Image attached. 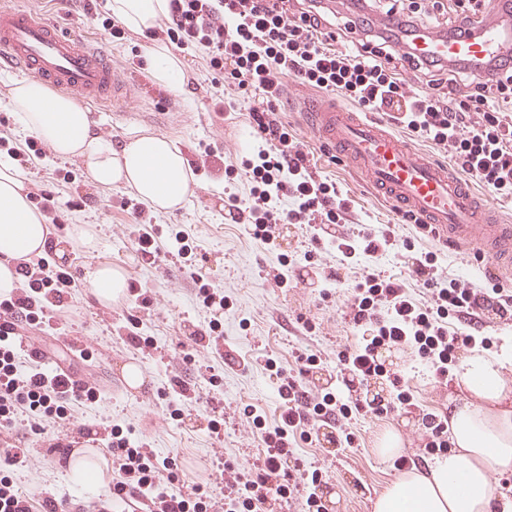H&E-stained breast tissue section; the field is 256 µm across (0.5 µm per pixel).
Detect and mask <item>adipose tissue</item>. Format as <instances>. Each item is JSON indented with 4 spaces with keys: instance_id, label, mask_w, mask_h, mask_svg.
<instances>
[{
    "instance_id": "obj_1",
    "label": "adipose tissue",
    "mask_w": 512,
    "mask_h": 512,
    "mask_svg": "<svg viewBox=\"0 0 512 512\" xmlns=\"http://www.w3.org/2000/svg\"><path fill=\"white\" fill-rule=\"evenodd\" d=\"M112 14L139 33L167 14L166 0H110ZM152 78L173 92L184 89V64L166 45L148 53ZM19 126L41 138L60 158H80L101 188L124 184L152 210L169 212L192 192L193 176L167 138L141 135L117 144L96 134L87 112L71 99L52 94L42 83L23 80L12 91ZM26 176L0 158V294L17 286L11 261L43 251L47 229L30 203ZM85 279L99 303L118 300L126 288L122 270L108 264L88 267ZM512 361V340L497 354L472 352L462 365L463 399L448 405L452 449L424 469L402 473L378 496L374 512H512V499L496 493L491 473L512 472V394L501 370Z\"/></svg>"
}]
</instances>
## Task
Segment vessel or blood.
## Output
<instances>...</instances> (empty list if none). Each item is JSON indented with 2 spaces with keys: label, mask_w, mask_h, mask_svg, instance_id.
Here are the masks:
<instances>
[{
  "label": "vessel or blood",
  "mask_w": 512,
  "mask_h": 512,
  "mask_svg": "<svg viewBox=\"0 0 512 512\" xmlns=\"http://www.w3.org/2000/svg\"><path fill=\"white\" fill-rule=\"evenodd\" d=\"M408 39L416 55L466 61L484 74L512 50V0H491L483 22L467 36L414 30ZM0 68L23 70L86 104L117 103L130 86L104 46L59 34L44 19L1 5ZM288 101L308 106L307 134L349 164L363 184L421 218L448 245L467 247L499 287L512 289V226L501 223L491 202L476 197L448 163L421 153L367 114L346 111L335 99L292 92Z\"/></svg>",
  "instance_id": "vessel-or-blood-1"
}]
</instances>
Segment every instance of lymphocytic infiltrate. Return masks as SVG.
<instances>
[{"label": "lymphocytic infiltrate", "instance_id": "1", "mask_svg": "<svg viewBox=\"0 0 512 512\" xmlns=\"http://www.w3.org/2000/svg\"><path fill=\"white\" fill-rule=\"evenodd\" d=\"M356 38L355 51L336 46L337 34ZM147 39L180 50L202 51L213 72L208 91L216 111L231 105L232 94L259 92L249 111L252 137L259 142L256 157L227 164V180L245 177L246 196L230 194L228 215L235 224L248 225L254 239L276 245L284 224H317L315 246L334 245L344 260V278L354 280L355 295L345 318L354 328L371 327L370 338L336 355V374L347 388L346 397L318 388L314 380L324 369L316 354L301 352L285 369L266 362L276 379L281 408L277 424L262 433V462L252 471L224 464V503L232 512H280L295 484V450L305 441L338 450L353 447L358 436L351 419L364 414L378 417L409 409L414 397L408 385L388 373L382 350L413 349L446 380L461 350L476 347L478 336L468 319L484 322L512 320V292L486 288L463 279H440L433 252L412 251V238H425L423 224H413V237H400L398 225L384 224L374 231H355L359 211L311 167L301 141L288 129L278 103L288 93V81L325 91H337L369 110L387 115L410 135L430 141L447 153L462 176L482 183L495 196L512 198V62L493 77L474 80L471 71L444 65L434 58L397 56L391 37L374 32L366 14L347 19L335 28L333 12L322 0H168V15L146 34ZM422 73L429 93L405 97L399 69ZM481 121H473V113ZM66 201L50 191L33 188L28 196L55 231H63L61 210H82L91 199L86 180L68 176ZM123 206L130 218L138 261L162 268L168 250L152 216L134 200ZM410 249L407 277H380L360 273L352 254L379 258L396 245ZM53 239H46V258L14 264L17 286L0 298V431L12 429L19 415H27L33 434L46 432V420L67 419L72 404L94 401V388L69 380L64 374L41 368L20 369L17 337L30 335L34 325L60 320L76 288L75 264L54 257ZM424 288L414 299L410 285ZM385 378L388 398L362 396V386ZM103 447L120 479L112 496L128 492L145 496L152 512H217L195 482L190 492H172L175 460L158 461L147 443L133 440L118 428L98 429Z\"/></svg>", "mask_w": 512, "mask_h": 512}]
</instances>
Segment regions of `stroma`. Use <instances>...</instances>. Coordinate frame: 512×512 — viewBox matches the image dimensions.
<instances>
[{
  "mask_svg": "<svg viewBox=\"0 0 512 512\" xmlns=\"http://www.w3.org/2000/svg\"><path fill=\"white\" fill-rule=\"evenodd\" d=\"M13 4L55 22L64 31L83 34L89 43L108 42L115 70L134 77L130 97L113 106L95 107L92 127L96 133L118 144L146 134L167 137L194 167L206 163L208 154L223 155L228 141H244V154L257 152L258 145L249 132L253 98L216 113L205 93L210 74L201 53L182 54L185 91L176 94L155 82L149 73L145 63L149 39L132 31L127 39L112 41L101 20L87 12L85 0H69L64 7L57 0H13ZM303 143L317 172L347 191L367 223L396 222L393 205L361 184L356 173L338 164L319 141L307 137ZM66 170L79 176L87 172L80 159H59L49 153L28 166L25 174L29 185L62 196L68 191L62 176ZM246 189L242 182L225 187L223 173L201 174L195 176L192 192L180 208L155 214L164 234L182 231L190 235L197 254L192 268L175 255L158 270L137 262L128 216L119 208L129 190L120 185L91 187L89 206L63 218L66 227L79 225L88 230L93 247L68 240L60 243L63 249H76L78 271L92 264L119 267L127 281L142 288L151 300L149 308L135 312L143 336L150 341L148 347L137 349L116 334L88 284L78 281L67 328L82 342L86 378L98 386L100 398L72 407L68 431L99 425L133 430L159 459H175L187 473L197 476L218 502L224 497L225 459L235 460L246 471L263 452L261 432L246 414V407H256L267 425L278 419L279 404L264 368L266 360L289 368L296 352L306 348L332 366L338 350L355 345L362 337L343 316L353 293L351 282L323 279L313 288L271 287L266 274L279 266L281 254L300 262L305 253H312L322 269L339 268L340 255L332 248L314 250L311 230L304 224L289 225L286 244L277 250L251 238L241 225L225 222L227 192ZM198 271L210 274L224 290L230 299L228 307H202L194 284ZM301 317L315 324L314 335H301L297 323ZM214 318L221 325L225 345L234 352L235 365H225L219 355L205 348L184 347L188 332L207 326ZM382 358L387 370L407 382L416 410H400L379 418L357 417L351 427L358 434V447L333 455L307 443L296 450L301 472L318 473L328 512H373L375 499L399 475L393 461L377 454V435L395 428L403 439V455L422 457L420 410L445 412L449 398L461 391L456 373H449L447 382L437 383L428 364L410 349L394 347L383 351ZM132 359L138 360L151 378L150 385L138 393L127 391L121 376L123 365ZM175 375L195 383L196 401L182 404L164 394V387ZM177 407L184 414L180 422L171 415ZM217 415L223 416L224 424L215 435L210 422ZM11 436L32 445L26 461L8 467L6 473L35 505H42L44 498L52 495L67 499L69 512H118L119 505L112 500V459L105 450L97 452L102 485L96 488L74 482L70 463L59 462L41 440L30 439L24 423H17Z\"/></svg>",
  "mask_w": 512,
  "mask_h": 512,
  "instance_id": "stroma-1",
  "label": "stroma"
}]
</instances>
